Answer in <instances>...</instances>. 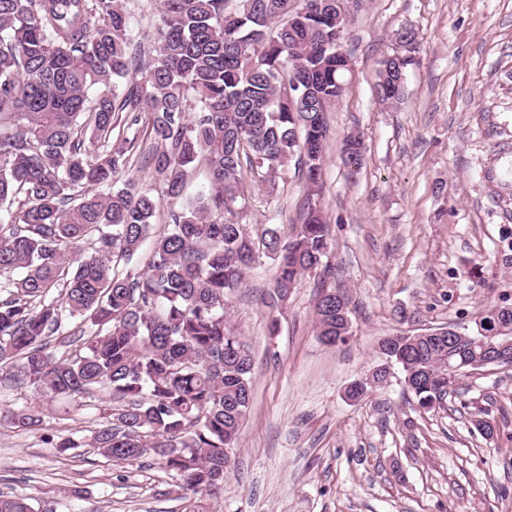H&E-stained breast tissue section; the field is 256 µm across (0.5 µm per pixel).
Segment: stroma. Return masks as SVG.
<instances>
[{"label":"stroma","instance_id":"1","mask_svg":"<svg viewBox=\"0 0 512 512\" xmlns=\"http://www.w3.org/2000/svg\"><path fill=\"white\" fill-rule=\"evenodd\" d=\"M415 32L421 64L394 108L375 76L397 30ZM344 48L349 89L328 114L322 176L295 172L274 191L248 182L240 217L251 238L290 234L307 197L329 227V287L349 298L352 334L318 339L319 278L304 275L269 334L274 284L261 258L232 292L226 320L254 364L252 399L223 491L209 512H512V368L461 377V395L429 411L403 395L402 372L357 402L351 382L379 362L383 336L472 329L512 304V0H359ZM362 136L363 168L340 161ZM107 399L48 403V428L89 431ZM495 426L473 431L476 415ZM81 487L86 499L70 498ZM0 491L53 496L64 512H182L179 481L155 458L116 464L90 448L59 455L38 434L0 428Z\"/></svg>","mask_w":512,"mask_h":512}]
</instances>
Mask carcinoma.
<instances>
[{"label": "carcinoma", "mask_w": 512, "mask_h": 512, "mask_svg": "<svg viewBox=\"0 0 512 512\" xmlns=\"http://www.w3.org/2000/svg\"><path fill=\"white\" fill-rule=\"evenodd\" d=\"M228 2L161 0L141 65L124 0H0V271L18 272L0 285V371L34 395L1 410L0 426L38 433L44 401L102 392L112 407L89 438L62 430L43 441L60 453L94 448L118 464L156 456L179 478L185 512H206V498L224 490L250 406L253 361L226 328L224 304L259 253L276 265L266 307L279 309L318 271L317 336L338 346L348 333L338 291L326 287L327 224L316 201L307 198L292 236L269 228L258 242L236 211L245 166L271 189L291 167L318 183L326 113L350 72L336 0H310L307 15L293 0ZM394 42L411 58L383 59L376 94L386 107L403 101L400 79L420 64L414 33L400 30ZM144 113L143 156L165 196L181 199L201 160L211 182L154 239L158 203L129 167ZM119 120L133 136L114 146ZM364 155L361 137L348 136L343 165L356 172ZM149 239L147 268L133 276L126 267ZM378 350L425 410L460 386L444 355L462 369L475 358L446 337L386 336ZM0 512L56 507L0 492Z\"/></svg>", "instance_id": "carcinoma-1"}]
</instances>
